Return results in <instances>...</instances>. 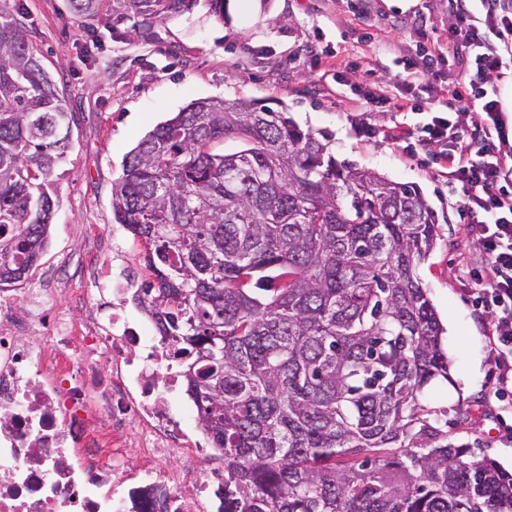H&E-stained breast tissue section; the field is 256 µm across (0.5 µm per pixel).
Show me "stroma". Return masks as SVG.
Listing matches in <instances>:
<instances>
[{"instance_id": "stroma-1", "label": "stroma", "mask_w": 512, "mask_h": 512, "mask_svg": "<svg viewBox=\"0 0 512 512\" xmlns=\"http://www.w3.org/2000/svg\"><path fill=\"white\" fill-rule=\"evenodd\" d=\"M211 0L192 11L144 24L120 0H99L96 15H77L68 0H0L23 12L29 41L52 76L70 121V143L56 171L59 205L30 288L59 289L76 322L107 319L84 303L88 289L111 278L112 185L126 153L189 102L254 99L285 109L302 129L324 132L337 159L394 182L419 185L437 214L439 237L417 274L445 328L451 382L437 401L448 408V439L512 472V387L495 395L490 316L478 309L471 275L484 262L433 149L387 139L398 123L423 121L359 96L387 85L396 60L423 35L447 39L450 0ZM368 125L373 136H360Z\"/></svg>"}]
</instances>
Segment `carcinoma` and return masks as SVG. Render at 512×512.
I'll return each mask as SVG.
<instances>
[{
	"label": "carcinoma",
	"mask_w": 512,
	"mask_h": 512,
	"mask_svg": "<svg viewBox=\"0 0 512 512\" xmlns=\"http://www.w3.org/2000/svg\"><path fill=\"white\" fill-rule=\"evenodd\" d=\"M148 18L197 0H126ZM70 121L19 19L0 12V288L47 240ZM244 147L215 153L217 139ZM145 248L138 301L224 451V512H512V474L448 443L443 328L416 274L438 237L414 183L339 162L256 100L197 99L112 185Z\"/></svg>",
	"instance_id": "obj_1"
}]
</instances>
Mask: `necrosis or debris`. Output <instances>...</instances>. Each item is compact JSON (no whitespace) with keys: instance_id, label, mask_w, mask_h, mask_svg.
Wrapping results in <instances>:
<instances>
[{"instance_id":"necrosis-or-debris-1","label":"necrosis or debris","mask_w":512,"mask_h":512,"mask_svg":"<svg viewBox=\"0 0 512 512\" xmlns=\"http://www.w3.org/2000/svg\"><path fill=\"white\" fill-rule=\"evenodd\" d=\"M136 241L89 289L108 326L75 323L51 288H0V512H224V454L210 446L174 351L129 306L149 274ZM107 362L109 374L98 365Z\"/></svg>"}]
</instances>
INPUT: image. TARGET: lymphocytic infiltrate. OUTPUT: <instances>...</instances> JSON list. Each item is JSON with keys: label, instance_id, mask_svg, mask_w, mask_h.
Returning a JSON list of instances; mask_svg holds the SVG:
<instances>
[{"label": "lymphocytic infiltrate", "instance_id": "f902f5d3", "mask_svg": "<svg viewBox=\"0 0 512 512\" xmlns=\"http://www.w3.org/2000/svg\"><path fill=\"white\" fill-rule=\"evenodd\" d=\"M448 44L432 43L405 55L391 89L369 90L367 110L411 108L412 92L424 84L426 123H399L392 139L433 147L467 231L485 258L475 277V302L487 311L492 358L501 384L512 381V131L493 83L512 46V0H454ZM458 65L453 82L439 77L444 62Z\"/></svg>", "mask_w": 512, "mask_h": 512}]
</instances>
